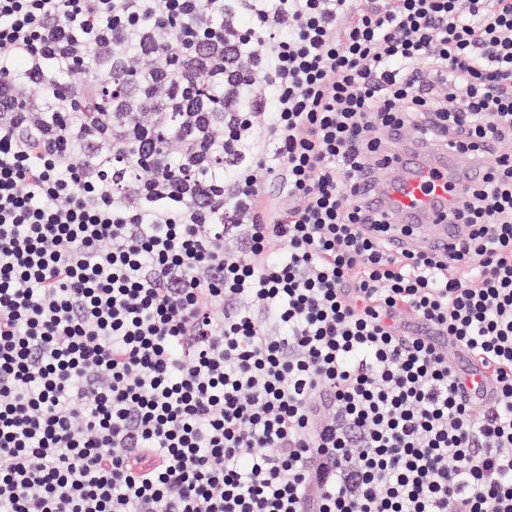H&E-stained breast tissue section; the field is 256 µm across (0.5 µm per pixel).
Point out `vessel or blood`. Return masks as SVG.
I'll use <instances>...</instances> for the list:
<instances>
[{
  "instance_id": "b4317fda",
  "label": "vessel or blood",
  "mask_w": 512,
  "mask_h": 512,
  "mask_svg": "<svg viewBox=\"0 0 512 512\" xmlns=\"http://www.w3.org/2000/svg\"><path fill=\"white\" fill-rule=\"evenodd\" d=\"M482 177L480 168L459 164L451 147L412 138L395 154L390 179L367 187L362 197L389 222L412 228V236L395 237V246L447 251L463 234L451 219L458 196Z\"/></svg>"
}]
</instances>
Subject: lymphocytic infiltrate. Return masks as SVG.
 <instances>
[{
	"instance_id": "obj_1",
	"label": "lymphocytic infiltrate",
	"mask_w": 512,
	"mask_h": 512,
	"mask_svg": "<svg viewBox=\"0 0 512 512\" xmlns=\"http://www.w3.org/2000/svg\"><path fill=\"white\" fill-rule=\"evenodd\" d=\"M459 2L0 0V512H512V0ZM408 130L485 170L447 254L358 197Z\"/></svg>"
}]
</instances>
